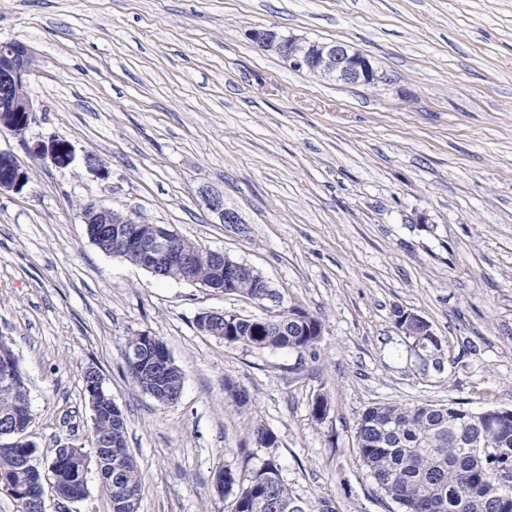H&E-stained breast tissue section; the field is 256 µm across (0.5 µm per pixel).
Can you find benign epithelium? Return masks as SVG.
<instances>
[{"label": "benign epithelium", "instance_id": "1", "mask_svg": "<svg viewBox=\"0 0 512 512\" xmlns=\"http://www.w3.org/2000/svg\"><path fill=\"white\" fill-rule=\"evenodd\" d=\"M250 39L263 51L278 56L297 71H316L325 67L328 79L346 85H376L383 81L373 60L366 54L343 42H323L304 37L286 35L273 27L256 28L249 32ZM29 49L15 42H0V129L15 133L25 131L34 112V104L28 90L27 76L31 70ZM27 150L37 156L49 159L60 169L73 161L69 145L53 141L49 144L35 142ZM29 175L17 158L10 152H0V193L21 191L28 183ZM207 208L224 224H239L238 212L224 205V195L209 189L200 191ZM83 224L89 240L102 247L103 240L112 239L123 243L120 256L138 264L144 270L158 275L162 269L179 261L191 263L188 245L177 246L179 235L155 224H143L128 216L119 217L113 209L90 202L82 210ZM211 271L201 273L192 282L215 293L224 288L238 286L245 280L257 288H267L264 278H255L254 268L244 262L230 258L222 251H212ZM197 319L204 333L211 336L224 335V310L212 309L198 314ZM92 454L97 461L100 479L112 478V449L107 442L92 438ZM8 493L18 499L24 512H46V489H33L19 482L8 488Z\"/></svg>", "mask_w": 512, "mask_h": 512}]
</instances>
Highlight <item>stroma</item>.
Wrapping results in <instances>:
<instances>
[{
  "label": "stroma",
  "instance_id": "stroma-1",
  "mask_svg": "<svg viewBox=\"0 0 512 512\" xmlns=\"http://www.w3.org/2000/svg\"><path fill=\"white\" fill-rule=\"evenodd\" d=\"M262 26L348 43L384 80L292 70L248 38ZM0 41L33 56L30 125L0 130L30 174L0 194V336L39 458L90 450L93 366L126 419L141 512H233L218 471L271 458L302 499L397 512L358 459L366 408L512 409V0H0ZM53 140L73 149L67 169L27 150ZM204 187L240 223H220ZM91 200L255 267L321 319L316 355L199 331L209 309L268 310L102 253L82 222ZM397 307L432 324L442 368H422ZM142 332L184 373L177 403L124 374ZM260 425L275 448L257 445Z\"/></svg>",
  "mask_w": 512,
  "mask_h": 512
}]
</instances>
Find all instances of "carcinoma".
<instances>
[{
	"label": "carcinoma",
	"instance_id": "1",
	"mask_svg": "<svg viewBox=\"0 0 512 512\" xmlns=\"http://www.w3.org/2000/svg\"><path fill=\"white\" fill-rule=\"evenodd\" d=\"M194 249V270L170 264L163 276L191 280L193 273L211 269L209 250ZM285 313L302 318L288 322L279 317L262 325L264 318L240 319L224 316L226 344L288 349L300 354H316L321 341L309 336V324L320 319L294 307ZM395 328L405 335L409 348L428 363L441 349L443 339L410 318L408 311H393ZM162 340L149 333L127 339L125 350L138 348L147 356L152 342ZM128 378L145 394L162 404L177 402L183 392L184 374L174 361L160 374H148L141 364L124 358ZM94 432L111 441L112 467L119 475L102 482L111 504L142 498L143 483L138 464L127 449L125 418L114 413L109 402L94 405ZM10 421L23 430L33 422L26 377L18 365L11 343L0 336V422ZM355 445L364 468L375 480L383 496L395 503L399 512H512V484H501L500 475L512 471V410L489 409L481 418L455 403H380L367 408L355 430ZM36 456L35 446L20 440L0 449V478L21 480L36 487L51 469L60 493L73 501L85 499L87 472L95 459L79 448L55 461H41L18 475V460ZM224 492L234 493V512H336L327 499L303 501L293 495L280 477L274 459L245 478L224 470Z\"/></svg>",
	"mask_w": 512,
	"mask_h": 512
}]
</instances>
